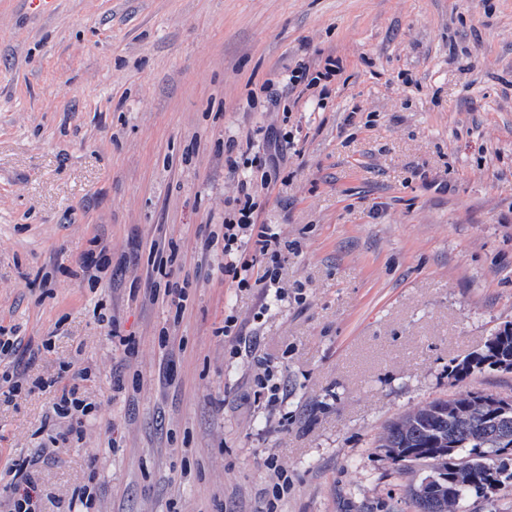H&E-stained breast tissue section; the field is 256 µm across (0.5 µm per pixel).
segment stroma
I'll return each instance as SVG.
<instances>
[{
    "label": "stroma",
    "instance_id": "1",
    "mask_svg": "<svg viewBox=\"0 0 512 512\" xmlns=\"http://www.w3.org/2000/svg\"><path fill=\"white\" fill-rule=\"evenodd\" d=\"M340 65L281 111L295 61ZM294 135L258 215L289 249L276 288L201 257L242 197L228 138ZM181 246L182 315L144 299L148 247ZM106 245L96 282L76 277ZM233 312L252 350L230 357ZM512 324V0H0V329L50 350L30 377L95 410L57 440L52 388L0 401V472L36 459L44 512H401L385 424L512 373L448 367ZM117 325L133 354L107 337ZM170 328V349L158 342ZM267 363L287 387L268 406ZM124 377L127 389L112 388Z\"/></svg>",
    "mask_w": 512,
    "mask_h": 512
}]
</instances>
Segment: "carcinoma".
Masks as SVG:
<instances>
[{
    "mask_svg": "<svg viewBox=\"0 0 512 512\" xmlns=\"http://www.w3.org/2000/svg\"><path fill=\"white\" fill-rule=\"evenodd\" d=\"M511 365L512 329H504L451 366L448 377ZM377 447L403 470L425 473L409 488L416 512H460L512 482V396L470 390L435 399L391 420Z\"/></svg>",
    "mask_w": 512,
    "mask_h": 512,
    "instance_id": "1",
    "label": "carcinoma"
}]
</instances>
